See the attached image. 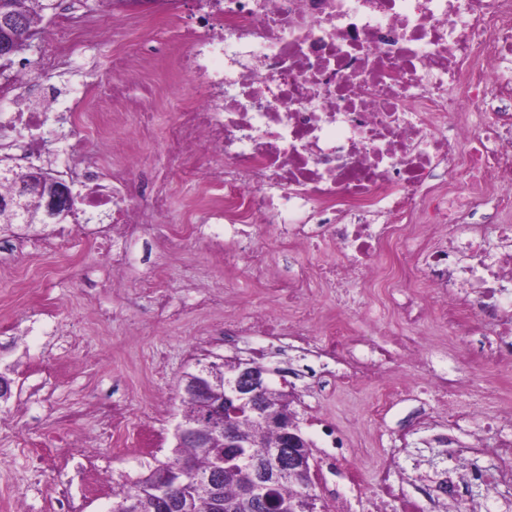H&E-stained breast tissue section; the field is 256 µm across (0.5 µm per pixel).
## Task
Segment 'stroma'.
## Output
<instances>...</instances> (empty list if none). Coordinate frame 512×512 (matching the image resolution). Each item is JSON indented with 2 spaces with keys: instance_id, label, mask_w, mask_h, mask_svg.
<instances>
[{
  "instance_id": "35a3bbf8",
  "label": "stroma",
  "mask_w": 512,
  "mask_h": 512,
  "mask_svg": "<svg viewBox=\"0 0 512 512\" xmlns=\"http://www.w3.org/2000/svg\"><path fill=\"white\" fill-rule=\"evenodd\" d=\"M135 23L106 42L76 46L70 68L52 77L45 100L53 111L62 99H76L82 112H97L108 99L113 82L124 81L128 104L156 112V136L140 152L146 163L162 167V143L173 107L190 103L193 91L169 62L181 44L178 21H160L152 0L129 6ZM140 50L138 71L122 74L112 68V56ZM194 186L176 187L162 224L186 231L179 258H170L155 246L150 262H142L140 245H132L136 273L114 285L112 256L79 225H66L74 239L71 253L62 255L37 247L0 269V371L12 381V394L0 405V512H109L114 487L136 481L150 466L167 460L175 445L174 427L181 419V377L197 363L225 354V322L247 323L253 313L291 320L299 312L268 295L243 271L238 245L227 237L200 235L187 227L185 213ZM269 256L273 275H287L289 258L319 267L336 263L333 243L288 256L283 234L276 228L259 230L253 240ZM154 291L139 290L141 279ZM200 280L223 293L221 309H199L191 280ZM386 279L364 278L337 289L314 283L307 303L315 310L308 327L320 334L331 319L345 322L351 334L386 343L392 332L404 329L403 319L387 302ZM166 299L174 318L157 316V299ZM435 339L432 369L414 368L406 358L392 366L403 380L407 395L376 413L380 399L376 384L352 389L315 391L306 383L286 386L276 374L289 357L282 344L256 336L239 337L240 357L253 359L263 348L262 365L270 369L272 388L291 389L293 407L320 474L316 488L326 512H371L369 501L348 481L351 467L361 469L371 482L375 468L392 456V477L403 483L420 512H468L469 504L483 512H503L502 501L489 487H475L470 502L454 508L435 506L420 490L430 477L447 472L474 440L475 425L449 427L433 422L407 448L394 449L392 434L410 410L416 396L435 371L452 367L462 386L465 406L486 413H512V361L497 368H471L472 350L460 338L449 337L437 320L420 328ZM125 408L120 428L106 425L102 413ZM79 421H70V414ZM332 422L343 445L330 449L318 419Z\"/></svg>"
}]
</instances>
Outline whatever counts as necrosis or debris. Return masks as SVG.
Masks as SVG:
<instances>
[{
    "label": "necrosis or debris",
    "instance_id": "4bbe7bcc",
    "mask_svg": "<svg viewBox=\"0 0 512 512\" xmlns=\"http://www.w3.org/2000/svg\"><path fill=\"white\" fill-rule=\"evenodd\" d=\"M68 2L39 24L42 38L58 41L38 63L47 75L68 66L75 43L112 36L114 11ZM176 5L195 6L208 24L183 31L177 68L195 101L177 106L167 127L165 168L148 174L126 154L100 172L85 155L92 144L110 149L111 128L102 113L75 112L57 173L84 223L111 224L114 271L167 210L174 181L202 183L197 223L223 216L236 238L280 228L290 250L330 242L342 255L284 281L261 252L249 254L250 277L283 301L302 302L318 278L340 284L374 272L390 256L400 276L421 272L434 290L429 306L391 290L409 323L433 313L454 337L478 336L484 324L490 336L475 365L512 357V0H160ZM27 82L23 73L0 78V136L28 135L18 169L34 167L51 135L45 110L21 90ZM375 212L386 224L370 223ZM488 229L497 249L484 246ZM244 332L334 362L347 387L382 380L392 361L386 345L338 324L315 345L303 322L257 315L224 339ZM431 392L449 422L472 419L496 435L471 447L494 468L455 466L441 489L464 498L473 482L512 486V423L461 409L450 372L435 374Z\"/></svg>",
    "mask_w": 512,
    "mask_h": 512
}]
</instances>
